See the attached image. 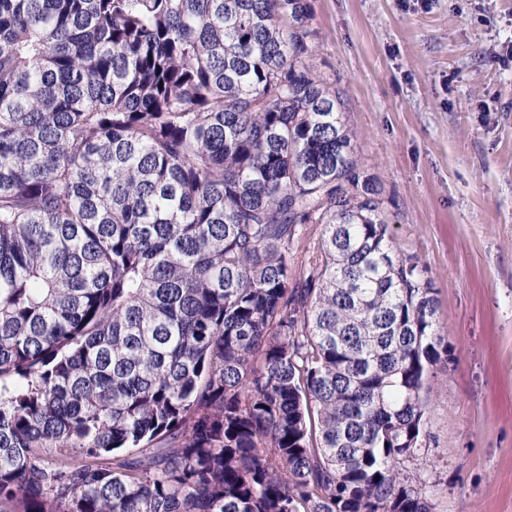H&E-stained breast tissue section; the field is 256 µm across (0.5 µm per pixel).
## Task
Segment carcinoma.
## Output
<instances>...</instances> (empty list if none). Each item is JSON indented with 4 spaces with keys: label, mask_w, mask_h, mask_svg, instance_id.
I'll return each instance as SVG.
<instances>
[{
    "label": "carcinoma",
    "mask_w": 512,
    "mask_h": 512,
    "mask_svg": "<svg viewBox=\"0 0 512 512\" xmlns=\"http://www.w3.org/2000/svg\"><path fill=\"white\" fill-rule=\"evenodd\" d=\"M307 18L0 0V512H431L436 290Z\"/></svg>",
    "instance_id": "obj_1"
}]
</instances>
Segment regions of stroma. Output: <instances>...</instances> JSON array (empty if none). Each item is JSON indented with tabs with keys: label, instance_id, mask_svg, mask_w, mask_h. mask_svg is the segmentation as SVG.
I'll use <instances>...</instances> for the list:
<instances>
[{
	"label": "stroma",
	"instance_id": "obj_1",
	"mask_svg": "<svg viewBox=\"0 0 512 512\" xmlns=\"http://www.w3.org/2000/svg\"><path fill=\"white\" fill-rule=\"evenodd\" d=\"M308 3L314 61L448 344L407 474L433 512H512V0Z\"/></svg>",
	"mask_w": 512,
	"mask_h": 512
}]
</instances>
